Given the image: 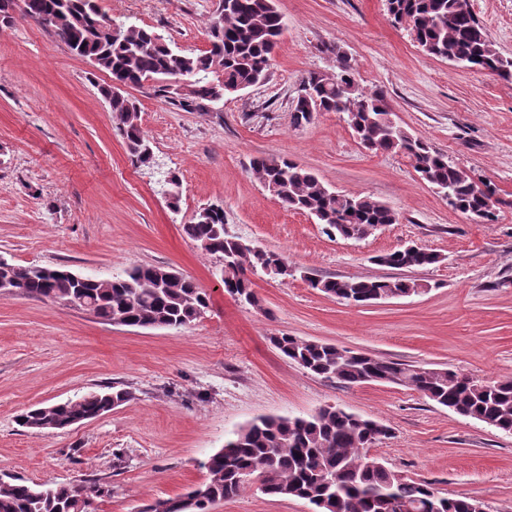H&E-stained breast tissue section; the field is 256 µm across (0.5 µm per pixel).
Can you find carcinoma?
<instances>
[{"instance_id":"1","label":"carcinoma","mask_w":512,"mask_h":512,"mask_svg":"<svg viewBox=\"0 0 512 512\" xmlns=\"http://www.w3.org/2000/svg\"><path fill=\"white\" fill-rule=\"evenodd\" d=\"M386 7L393 22L406 26L425 54L512 80V57L495 48L466 0H386ZM18 8L74 55L130 87L155 80L154 93L187 112L203 111L231 89L266 80L284 28L275 0H218L209 25L210 47L193 54L173 50L149 26L112 19L96 0H21ZM333 52L339 62L335 74L311 72L302 79L301 89L309 92L292 101L293 123L309 122L314 112L339 113L363 147L404 155L424 182L449 194V206L484 224L493 223L500 204L496 188L477 181L425 138L391 121L384 94L361 87L347 55L338 47ZM179 80L190 81L189 93L179 90ZM100 94L109 99L117 130L134 154L147 143L136 102L112 94L110 84L100 87ZM250 173L283 207L316 216L330 236L365 237L376 225L397 222L395 212L382 203L334 192L316 173L291 161L255 157ZM182 232L219 257L224 291L252 307H260V299L251 274L278 267L280 276L291 275L283 255L229 234L224 209L218 205L202 208L191 223L182 225ZM376 261L403 275L319 278L306 271L303 279L345 302L368 303L383 294L403 297L423 288L404 273L437 263L438 255L422 247H402ZM161 270L136 266L110 280L86 277L77 282L61 267L37 270L13 263L0 268V278L16 280L22 296L63 303L80 299L107 322L180 329L201 317L209 297L180 272L166 281ZM269 342L317 377L349 386L382 382L408 387L462 417L512 434V380L487 383L472 378L462 383L452 370L433 371L333 344L288 335H273ZM130 398L126 389L106 386L76 401L31 408L19 422L30 429H65L105 415ZM390 434L385 424L337 406L307 417L260 418L241 427L202 463L203 481L176 496L153 500L142 512H210L212 505L238 497L254 481L268 496L304 499L318 504L319 512H474L478 501L471 497L440 496L430 484L408 479L380 461L366 466L367 449ZM110 494L98 478L39 485L0 477V512H95V502Z\"/></svg>"}]
</instances>
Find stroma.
I'll list each match as a JSON object with an SVG mask.
<instances>
[{
    "instance_id": "stroma-1",
    "label": "stroma",
    "mask_w": 512,
    "mask_h": 512,
    "mask_svg": "<svg viewBox=\"0 0 512 512\" xmlns=\"http://www.w3.org/2000/svg\"><path fill=\"white\" fill-rule=\"evenodd\" d=\"M217 0H99L118 21L147 25L173 47H208ZM497 48L512 55V0H468ZM285 25L270 76L204 112L133 87L156 167L132 163L98 92L108 72L74 56L32 20L0 25V255L109 279L136 265L170 266L204 288L209 307L180 329L101 321L58 301L0 294V476L112 487L97 512H141L200 482L201 464L262 416L305 417L335 405L389 426L371 452L441 495L512 512V435L461 417L408 387L347 386L316 377L269 342L274 334L330 343L477 380L512 379V81L423 54L392 23L385 0H277ZM347 54L359 83L383 91L396 121L450 161L494 184L498 219L452 209L395 153L363 148L335 112L295 126L303 76L336 71ZM287 159L333 190L390 207L397 223L362 239L327 236L249 171ZM180 178L181 209L164 172ZM222 206L226 228L323 277L389 275L376 256L408 243L439 255L416 272L428 289L367 305L257 273L254 308L228 295L218 258L187 239L195 211ZM114 385L131 398L65 430L23 427L35 406ZM301 499L251 488L211 512H310Z\"/></svg>"
}]
</instances>
